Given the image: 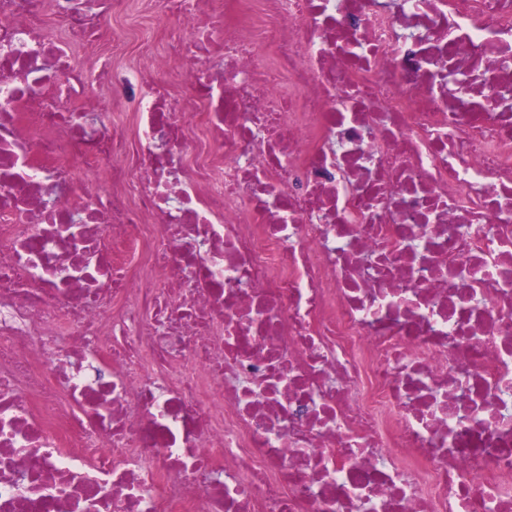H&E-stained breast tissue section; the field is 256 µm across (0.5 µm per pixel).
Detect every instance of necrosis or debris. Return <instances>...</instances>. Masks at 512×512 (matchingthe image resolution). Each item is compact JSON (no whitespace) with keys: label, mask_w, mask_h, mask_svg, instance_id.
Masks as SVG:
<instances>
[{"label":"necrosis or debris","mask_w":512,"mask_h":512,"mask_svg":"<svg viewBox=\"0 0 512 512\" xmlns=\"http://www.w3.org/2000/svg\"><path fill=\"white\" fill-rule=\"evenodd\" d=\"M0 0V512H512V0Z\"/></svg>","instance_id":"4bbe7bcc"}]
</instances>
